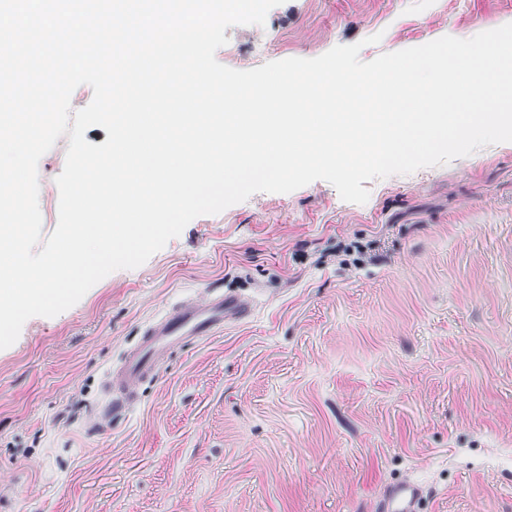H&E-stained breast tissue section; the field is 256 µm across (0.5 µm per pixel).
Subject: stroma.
<instances>
[{
    "mask_svg": "<svg viewBox=\"0 0 512 512\" xmlns=\"http://www.w3.org/2000/svg\"><path fill=\"white\" fill-rule=\"evenodd\" d=\"M510 20L512 0H284L216 58L358 42L369 62ZM68 145L37 166L46 236ZM367 188L254 193L29 318L0 350V512H376L400 481L422 512H512V142ZM216 293L251 317L163 356L108 413L105 377L144 328Z\"/></svg>",
    "mask_w": 512,
    "mask_h": 512,
    "instance_id": "35a3bbf8",
    "label": "stroma"
}]
</instances>
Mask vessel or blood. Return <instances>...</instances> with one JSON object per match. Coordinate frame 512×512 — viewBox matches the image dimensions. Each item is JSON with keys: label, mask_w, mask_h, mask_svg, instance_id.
I'll use <instances>...</instances> for the list:
<instances>
[{"label": "vessel or blood", "mask_w": 512, "mask_h": 512, "mask_svg": "<svg viewBox=\"0 0 512 512\" xmlns=\"http://www.w3.org/2000/svg\"><path fill=\"white\" fill-rule=\"evenodd\" d=\"M251 313L249 304L234 296L216 295L203 301L186 299L163 317L151 322L121 367L105 381L113 412L132 406L135 382L153 378L158 360L187 343L221 330L226 320H242ZM424 488L414 482L392 483L378 498L377 512H421Z\"/></svg>", "instance_id": "1"}]
</instances>
